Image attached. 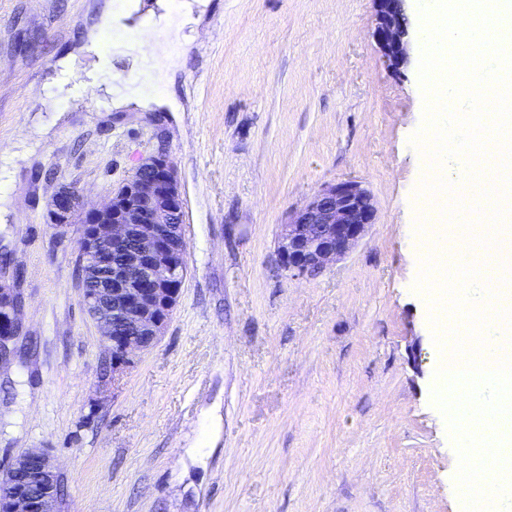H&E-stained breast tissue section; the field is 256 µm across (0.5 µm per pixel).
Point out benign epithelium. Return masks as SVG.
I'll list each match as a JSON object with an SVG mask.
<instances>
[{
  "instance_id": "7a95c632",
  "label": "benign epithelium",
  "mask_w": 512,
  "mask_h": 512,
  "mask_svg": "<svg viewBox=\"0 0 512 512\" xmlns=\"http://www.w3.org/2000/svg\"><path fill=\"white\" fill-rule=\"evenodd\" d=\"M373 36L394 69L411 49L405 0H374ZM183 199L172 161L149 158L98 208L84 210L72 187L51 202V223L83 224L81 254L91 259L96 287L82 289L83 302L105 348L112 353V376L130 366V356L152 347L166 326L187 273ZM370 191L356 180L321 186L280 225L279 268L292 278H311L344 257L376 223ZM0 368L10 361L21 330L20 296L0 281ZM59 475L42 450L17 456L0 474V512H55Z\"/></svg>"
}]
</instances>
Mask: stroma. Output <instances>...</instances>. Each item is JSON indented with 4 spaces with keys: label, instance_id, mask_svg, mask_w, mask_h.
<instances>
[{
    "label": "stroma",
    "instance_id": "obj_1",
    "mask_svg": "<svg viewBox=\"0 0 512 512\" xmlns=\"http://www.w3.org/2000/svg\"><path fill=\"white\" fill-rule=\"evenodd\" d=\"M375 14L374 0H0V280L22 301L0 471L46 449L59 512H460L413 289L421 46L388 68ZM160 15L174 41L151 67L140 23ZM159 153L188 272L159 341L116 379L82 300L80 227L55 228L48 203L65 183L100 206ZM343 179L370 190L376 224L317 278L286 276L280 225Z\"/></svg>",
    "mask_w": 512,
    "mask_h": 512
}]
</instances>
